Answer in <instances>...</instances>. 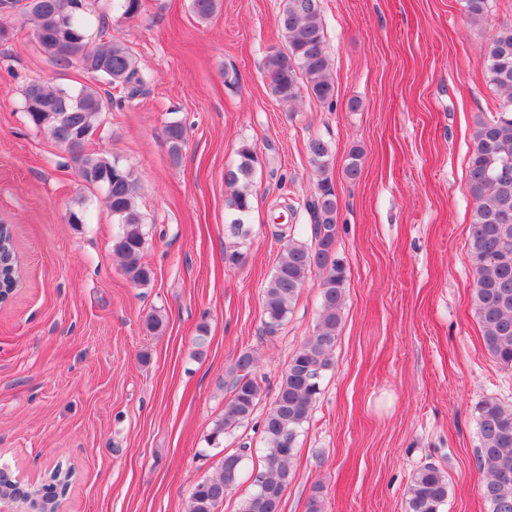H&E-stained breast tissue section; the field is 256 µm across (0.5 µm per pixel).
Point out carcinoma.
Segmentation results:
<instances>
[{
  "label": "carcinoma",
  "instance_id": "1",
  "mask_svg": "<svg viewBox=\"0 0 512 512\" xmlns=\"http://www.w3.org/2000/svg\"><path fill=\"white\" fill-rule=\"evenodd\" d=\"M218 0H191V10L201 21L210 19ZM468 18L479 23L488 18L489 0H463ZM23 20L33 24L40 51L57 68L79 64L93 83L77 90L33 81L22 91V111L28 122L68 153L81 180L104 190V204L122 230L112 245L126 279L147 286L153 269L143 261V215L135 203L138 176L117 159L94 156L70 141L93 133L101 116L112 106V97L100 84L120 89L125 97L139 96L147 84L131 50L108 38L105 13L92 15L88 0H26L19 6ZM285 44L265 60L272 95L293 106L303 96L320 104L334 100L335 82L320 0H282L278 19ZM483 68L487 82L500 94L496 112L477 123L467 163V185L474 200L468 258L474 273L472 306L484 347L492 359L512 369V22L493 29L486 45ZM172 158L182 153L186 129L179 121L165 129ZM307 153L317 177L316 192L307 202L315 218L314 243L295 234L293 226L279 233L283 252L262 288V311L267 334L276 333L286 320L305 281L312 275L320 289V314L313 333L291 357L270 407L258 423L264 442L263 465L252 471V491L241 512H279L281 499L292 481L291 463L298 441L321 395L323 380L334 367V352L341 330L346 266L338 257V201L330 174L331 149L319 137L309 140ZM236 170L227 182L249 179L257 162L253 144L237 150ZM228 206L238 214L231 231L245 236L242 216L251 209L246 191H237ZM18 279V258L12 240L0 238V288H12ZM230 396L215 421L208 444L219 446L224 438L252 420L265 396L253 352H241L229 368ZM480 438L477 466L482 472L480 495L488 512H512V404L483 399L475 407ZM247 441L224 449L216 473L195 485L187 512H218L224 497L241 483ZM73 471L60 465L49 476L26 488L8 490L10 497L29 505L32 512H56L59 497L70 485ZM448 475L435 465L420 467L406 490V512H443L448 502Z\"/></svg>",
  "mask_w": 512,
  "mask_h": 512
}]
</instances>
